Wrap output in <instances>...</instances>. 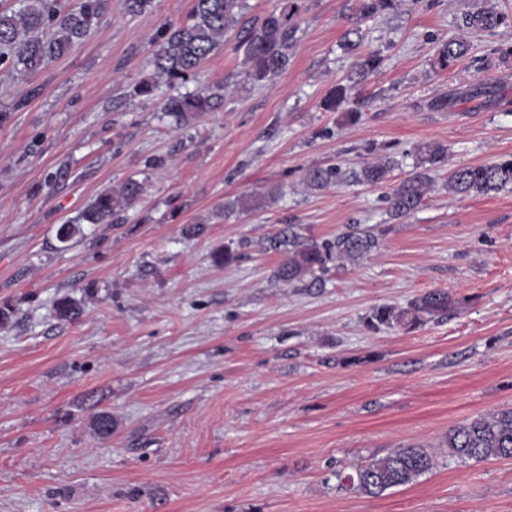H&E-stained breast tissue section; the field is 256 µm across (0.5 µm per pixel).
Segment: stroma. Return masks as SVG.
Segmentation results:
<instances>
[{"mask_svg": "<svg viewBox=\"0 0 512 512\" xmlns=\"http://www.w3.org/2000/svg\"><path fill=\"white\" fill-rule=\"evenodd\" d=\"M191 4L130 15L110 0L46 69L0 72V512H512V459L446 447L454 426L512 407V189L455 197L440 170L404 221L385 201L417 145L447 147L448 168L512 154V0H398L361 24L382 62L356 85L340 47L354 0H300L288 70L251 88L227 40L186 88L227 81L231 95L179 124L124 89L152 74L157 30ZM487 4L504 23L466 28ZM458 38L467 56L433 69L435 45ZM339 84L358 122L321 108ZM476 84L502 103L466 100ZM444 94L452 109L430 110ZM383 157L385 183L352 179ZM331 164L347 182L307 189L305 169ZM130 178L144 190L123 223L58 242L60 224ZM271 184L282 193L267 208L213 217ZM287 224L320 240L370 227L379 246L322 287L288 285L265 249ZM227 247L237 260L216 264ZM431 290L457 309L367 327L373 309ZM65 296L81 309L71 323L55 312ZM102 411L107 436L92 426ZM407 446L436 462L414 484L379 497L341 485L353 464Z\"/></svg>", "mask_w": 512, "mask_h": 512, "instance_id": "1", "label": "stroma"}]
</instances>
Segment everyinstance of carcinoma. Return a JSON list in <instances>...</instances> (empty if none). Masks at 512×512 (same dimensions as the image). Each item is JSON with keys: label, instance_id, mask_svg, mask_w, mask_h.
<instances>
[{"label": "carcinoma", "instance_id": "obj_1", "mask_svg": "<svg viewBox=\"0 0 512 512\" xmlns=\"http://www.w3.org/2000/svg\"><path fill=\"white\" fill-rule=\"evenodd\" d=\"M19 7H0V65L10 64L16 72L34 73L47 67L82 42L106 9L107 0H81L76 10L66 8L64 0H18ZM396 0H357L356 22L373 19L394 7ZM245 0H192L187 21L180 25L163 24L157 31L152 53L153 77L128 89L134 98H152L161 86L173 89L182 85L224 46V37L238 31V49L243 51L244 78L253 87H262L288 70L297 44L296 21L298 0H276V6L251 25L239 26ZM504 16L490 5L471 13L466 26L490 31L500 26ZM360 27L344 35L343 49L356 56L354 66L361 80L379 68L382 59L374 52L358 53ZM469 50L464 38L441 42L434 51V66L440 70L462 58ZM230 83H217L195 92L169 95L162 110L176 120L186 122L224 105ZM351 87L337 85L322 100L327 112H337L350 102ZM420 158L388 196L389 216L402 220L423 203L433 180L430 172L448 161V149L433 145L419 151ZM395 165L391 158L366 163L357 175L361 183L379 185L386 181ZM344 181L337 165L313 167L305 171L304 184L314 190ZM448 193L461 196H484L512 187V155L479 165L461 166L448 171ZM141 184L128 179L120 186L100 194L75 218L61 225L57 239L68 243L82 234L84 224H116L123 213L140 197ZM280 187L272 185L224 203L218 216L255 211L275 202ZM378 246L370 229L354 227L333 240L318 242L299 234L289 224L267 240L265 249L282 256L276 277L282 282L309 281L313 286L324 280L332 266L353 263ZM457 301L446 291H428L408 308L379 307L368 320L371 329L407 328L438 317L455 308ZM448 455L462 461L476 462L512 458V408L496 410L464 421L448 432ZM434 467L433 456L424 448H396L386 455L352 466L350 487L357 492L378 497L386 491L409 485Z\"/></svg>", "mask_w": 512, "mask_h": 512}]
</instances>
